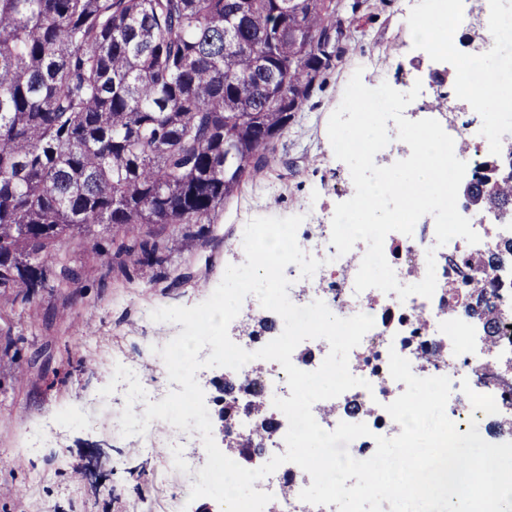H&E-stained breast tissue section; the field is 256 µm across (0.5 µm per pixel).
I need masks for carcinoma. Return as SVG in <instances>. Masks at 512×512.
Masks as SVG:
<instances>
[{
    "label": "carcinoma",
    "instance_id": "obj_1",
    "mask_svg": "<svg viewBox=\"0 0 512 512\" xmlns=\"http://www.w3.org/2000/svg\"><path fill=\"white\" fill-rule=\"evenodd\" d=\"M351 11L359 0L347 5ZM341 0H0V298L31 301L43 264L78 241L128 281L164 262L151 224H209L276 162L282 133L337 55L324 47ZM235 149L224 164V143ZM512 203V178L492 193ZM112 226L115 249L93 227ZM512 244L453 262L467 313L498 332L491 284L470 273ZM252 442L272 435L260 400Z\"/></svg>",
    "mask_w": 512,
    "mask_h": 512
}]
</instances>
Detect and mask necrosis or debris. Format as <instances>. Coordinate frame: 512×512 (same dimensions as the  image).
<instances>
[{
  "instance_id": "obj_1",
  "label": "necrosis or debris",
  "mask_w": 512,
  "mask_h": 512,
  "mask_svg": "<svg viewBox=\"0 0 512 512\" xmlns=\"http://www.w3.org/2000/svg\"><path fill=\"white\" fill-rule=\"evenodd\" d=\"M433 10L445 25L434 29L427 44L440 57L452 60L451 89L456 97H467L473 73L471 55L459 52L448 43L449 26H461L468 21L458 7V0H432ZM448 134L455 147H468L466 173L480 172L486 156L500 140L512 137V114L484 112L479 118L461 124H449ZM471 226L479 235L478 244H469L456 237L444 245L435 256L436 289L432 297L413 295L400 299L396 292L385 293L376 288L355 292L358 257L364 256L367 245L356 242L345 255H338L330 241L331 227L300 225L297 242L308 255L320 259L321 267L309 278H300L296 265H288L285 274L291 281L290 300L298 306L323 301L330 311L347 318L358 313L373 317L374 326L349 354L351 373L368 381V388L356 387L336 398L313 404L317 423L331 431L339 422L366 424L369 435L352 441L350 455L358 460L370 458L376 448L375 436L394 437L401 427L386 412L385 406L405 391V383L392 378L389 355L397 353L407 359L416 376H446L451 380V393L446 414L464 429L470 422L486 430L490 443L512 441V431L501 428L505 417L512 416V329L503 328L500 336H486L481 324L465 312L466 288L452 263L453 255L472 249L488 252L512 241V213L472 219ZM435 239V222L423 216L412 235L389 233L384 253L397 280L420 282L426 268V252ZM247 383L243 399H260L267 417L277 422V430L266 443L268 454L286 451L284 441L288 429L285 415L274 407V398L290 395L287 376L275 361L248 362L235 373ZM311 484L310 475L298 465L286 463L274 473L256 481L255 489L272 494L277 512H338L337 505L318 506L300 499V492Z\"/></svg>"
}]
</instances>
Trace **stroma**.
<instances>
[{"label": "stroma", "mask_w": 512, "mask_h": 512, "mask_svg": "<svg viewBox=\"0 0 512 512\" xmlns=\"http://www.w3.org/2000/svg\"><path fill=\"white\" fill-rule=\"evenodd\" d=\"M421 2L366 0L358 13L340 11L347 49L278 141L283 166L226 203L212 223L151 225L172 243L155 280L127 282L107 258L69 245L64 252L79 283L59 284L54 265H47L32 304L0 318V512H191L189 474L171 464L170 449L157 447L168 434L164 421L142 435L117 436L125 395L100 391L119 363L138 368L155 385L168 383L157 349L182 327L152 321L146 310L206 300L226 267L238 264L235 245L251 219L301 215L309 224L331 223L342 192L354 184L334 155L327 127L354 71L363 83L385 82L401 92L423 81L413 117L434 111L437 97L425 83L429 72L448 63L415 40L402 19ZM10 338L21 364L3 353ZM51 420L61 437L29 457L28 431Z\"/></svg>", "instance_id": "stroma-1"}]
</instances>
